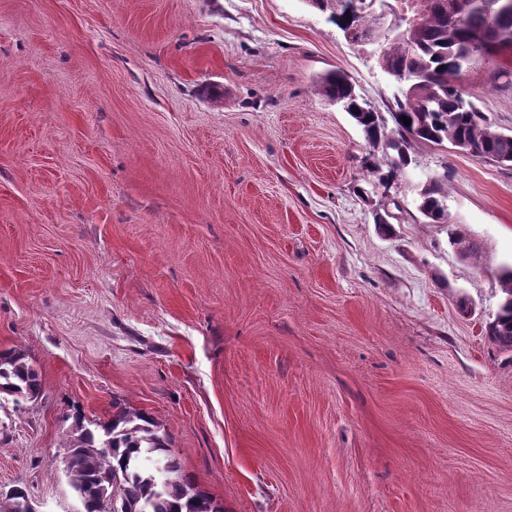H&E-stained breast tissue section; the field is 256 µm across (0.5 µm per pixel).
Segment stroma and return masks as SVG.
I'll return each mask as SVG.
<instances>
[{
	"instance_id": "obj_1",
	"label": "stroma",
	"mask_w": 512,
	"mask_h": 512,
	"mask_svg": "<svg viewBox=\"0 0 512 512\" xmlns=\"http://www.w3.org/2000/svg\"><path fill=\"white\" fill-rule=\"evenodd\" d=\"M379 51L307 0H0V350L43 381L0 408V494L82 512L66 417L117 404L224 512H512V352L485 334L512 167L416 143L372 188L317 81L390 115ZM502 70L512 48L458 81L512 132ZM448 179H436L417 194V209L431 224L448 223Z\"/></svg>"
}]
</instances>
